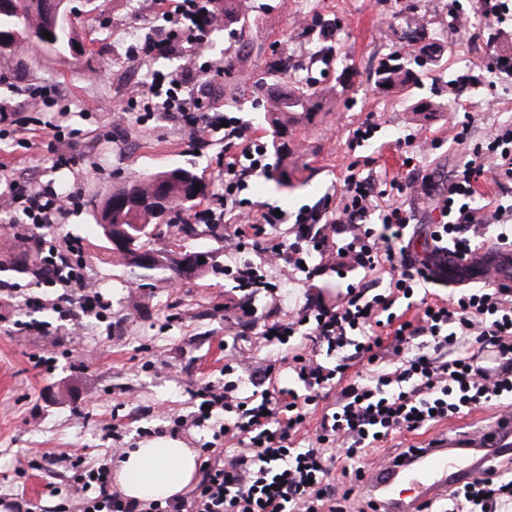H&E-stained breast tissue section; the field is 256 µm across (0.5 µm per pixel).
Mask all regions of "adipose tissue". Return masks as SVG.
Here are the masks:
<instances>
[{
	"mask_svg": "<svg viewBox=\"0 0 512 512\" xmlns=\"http://www.w3.org/2000/svg\"><path fill=\"white\" fill-rule=\"evenodd\" d=\"M198 471L195 449L173 439H158L126 449L113 468L119 493L142 503L180 493Z\"/></svg>",
	"mask_w": 512,
	"mask_h": 512,
	"instance_id": "1",
	"label": "adipose tissue"
}]
</instances>
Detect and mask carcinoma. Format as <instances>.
<instances>
[{"instance_id":"1","label":"carcinoma","mask_w":512,"mask_h":512,"mask_svg":"<svg viewBox=\"0 0 512 512\" xmlns=\"http://www.w3.org/2000/svg\"><path fill=\"white\" fill-rule=\"evenodd\" d=\"M53 40L44 38L43 33ZM16 38V46L35 43L49 52L82 57L93 54V49L84 47L77 51L75 25L57 26L41 9V0H11L7 11H0V36ZM378 84L403 87L418 81L417 73L403 63L383 65L377 72ZM317 92L304 88L287 92L267 91V117L272 128V144L283 155H288V143L292 141L297 127L314 115ZM207 185L193 169L176 166L163 171L143 174L135 183H128L112 192L101 213L112 212V230H124L136 240L135 246L156 255L153 266L144 270H132L133 279L140 281L139 287H148V281L162 276L170 278V251L153 246V240L161 234L165 216L172 212L187 211L206 196ZM12 270L35 279L42 278L44 261L40 252L25 253L11 261Z\"/></svg>"}]
</instances>
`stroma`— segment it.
Listing matches in <instances>:
<instances>
[{"label": "stroma", "instance_id": "1", "mask_svg": "<svg viewBox=\"0 0 512 512\" xmlns=\"http://www.w3.org/2000/svg\"><path fill=\"white\" fill-rule=\"evenodd\" d=\"M97 2L95 19L80 32L93 43L92 60L83 63L35 45L26 46L19 63L0 56V100L28 116L34 129L27 144L0 141V163L59 189L79 185L84 206L56 232L82 242L88 277L111 303L107 318L84 321L74 330L57 321L52 311L29 307V300L46 294L42 281L0 271V278L18 286L16 297L0 301V493L24 494L39 507L53 503L47 483L72 486L69 455L96 460L117 442L139 447L148 431L164 426L167 414L190 411L197 385L223 384L225 333L249 319L246 300L225 279L223 263L231 257L242 263L262 258L231 220L197 225L189 236L178 222L163 229L157 247L172 249L182 243L213 253L214 271L196 278H156L141 288L106 250L96 213L114 189L139 173L181 164L191 165L209 187H216L225 140L216 131L189 142L168 119L143 126L113 124L112 108L123 106L130 87L143 77L128 58L126 31L137 26L149 32L144 12L152 0ZM457 13L479 16L477 0H246L241 12L244 33L216 28L209 36V56L228 59L233 75L246 84V95L232 108L251 132L270 135L256 83L323 91L316 118L296 133L288 183L254 178L251 200L293 213L322 202L336 206L343 181L352 172L406 178L404 151L397 141L417 129L424 137L415 142L414 151L421 155L424 170L436 173L440 188H447L487 125L512 124V76L491 69L487 26L456 34ZM416 18L423 20L426 40L436 47L433 59L418 68V84L382 88L377 71L383 63L398 55L410 65L419 55L400 38ZM328 24L336 28L329 40L322 36ZM282 54L291 58L292 68L271 75ZM469 71L478 75V84L463 88L458 98L449 97V84ZM47 82L62 93L58 109L69 112L84 132L72 165L65 168L54 166L48 140L38 130L46 106L22 93L25 85ZM422 98L440 106L427 120L412 110ZM468 116L473 119L471 140L460 145L452 139V128ZM366 120L376 126L372 138L349 149L347 139ZM433 138L439 148L429 147ZM336 284L335 273L329 271L310 285H282L277 298L262 302V313L270 319L296 314L307 299L335 291ZM33 319L51 323L50 335L17 333V321ZM37 356L51 361L53 370L35 367ZM26 454L39 467L20 478L14 467Z\"/></svg>", "mask_w": 512, "mask_h": 512}]
</instances>
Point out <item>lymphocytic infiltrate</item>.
Wrapping results in <instances>:
<instances>
[{
	"instance_id": "lymphocytic-infiltrate-1",
	"label": "lymphocytic infiltrate",
	"mask_w": 512,
	"mask_h": 512,
	"mask_svg": "<svg viewBox=\"0 0 512 512\" xmlns=\"http://www.w3.org/2000/svg\"><path fill=\"white\" fill-rule=\"evenodd\" d=\"M156 6L165 34H145L130 46L131 61L146 68L147 79L133 86L116 120L133 116L143 125L162 111L193 140L223 130L228 144L220 191L214 206L194 213L195 222L221 224L230 216L252 228L292 227L291 240L264 247L262 263H225V277L248 297L271 294L276 285L267 267H279L286 280L310 281L322 270L308 265V258L329 252L338 258L334 272L347 265L362 276L335 296L308 300L288 318L240 326L239 335L254 333L275 358L252 370L241 356L225 355L224 385L201 384L192 393L200 408L169 416L173 431L211 434L199 450V479L187 494L146 505L125 498L113 491L106 463L79 455L71 460L81 494L78 512H378L359 492L360 480L369 468L412 454L408 448L378 454L379 442L512 397V288H466L447 298L433 292L442 283L441 260L465 259L478 250V227L496 226L493 247L512 246V205H472L484 174L493 173L498 186L512 184V126H491L441 194L433 174L417 169L387 187L352 173L335 209L317 205L279 214L270 204L255 208L246 195L249 178L273 176L278 168L267 141L250 135L233 112L205 108L194 89L224 71L208 57V35L220 19L218 0H156ZM178 51L189 57L188 73L153 69L154 59ZM43 128L58 163L71 160L81 132L68 113H51ZM416 188L436 216L428 229L433 248L422 258L404 244L411 216L403 198ZM81 201L79 190L59 192L14 177L0 164V207L12 227L27 230L47 251L44 282L52 293L44 304L72 326L104 318L109 308L89 285L81 242L47 233ZM329 224L343 234L340 246L330 247L324 233ZM383 280L388 287L382 292ZM322 350L333 363L319 359ZM242 372L251 392L240 390L236 376ZM282 372L293 386L278 384ZM313 415L318 421L310 432ZM424 512H512V458L497 455L490 469L427 503Z\"/></svg>"
}]
</instances>
